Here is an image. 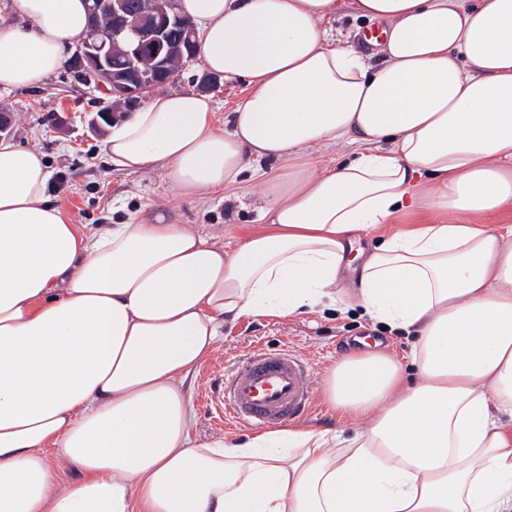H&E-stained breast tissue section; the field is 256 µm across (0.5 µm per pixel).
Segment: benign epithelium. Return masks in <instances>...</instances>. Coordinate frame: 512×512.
Here are the masks:
<instances>
[{
    "label": "benign epithelium",
    "mask_w": 512,
    "mask_h": 512,
    "mask_svg": "<svg viewBox=\"0 0 512 512\" xmlns=\"http://www.w3.org/2000/svg\"><path fill=\"white\" fill-rule=\"evenodd\" d=\"M174 6L172 0H137L128 13L122 0H88L90 31L69 70L112 100L95 126L135 111L147 93L174 77L183 60L195 57V25L174 14Z\"/></svg>",
    "instance_id": "benign-epithelium-1"
}]
</instances>
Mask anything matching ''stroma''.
I'll list each match as a JSON object with an SVG mask.
<instances>
[{
    "mask_svg": "<svg viewBox=\"0 0 512 512\" xmlns=\"http://www.w3.org/2000/svg\"><path fill=\"white\" fill-rule=\"evenodd\" d=\"M100 98V92L76 81L65 67L33 87L0 89V109L12 115L9 138L43 153L51 172L47 195L63 206L71 223L94 232L106 224L160 212L170 222L217 243L238 239L258 226L261 187L256 181L244 180L202 206L181 197L162 171L126 173L112 167L103 151L108 132L93 125ZM357 336L370 337L403 365L407 376H414L410 358L414 336L389 331L355 305L287 318L225 320L219 347L186 382L195 435L205 439L250 435V427L225 420L217 395L225 373L260 347L294 350L311 365L315 411L303 419V426L346 437L362 431L363 421L341 416L326 402L328 371L353 353L350 340Z\"/></svg>",
    "mask_w": 512,
    "mask_h": 512,
    "instance_id": "1",
    "label": "stroma"
}]
</instances>
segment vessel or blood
Wrapping results in <instances>:
<instances>
[{
  "instance_id": "1",
  "label": "vessel or blood",
  "mask_w": 512,
  "mask_h": 512,
  "mask_svg": "<svg viewBox=\"0 0 512 512\" xmlns=\"http://www.w3.org/2000/svg\"><path fill=\"white\" fill-rule=\"evenodd\" d=\"M219 396L226 417L253 428H273L312 412L313 374L294 352L259 349L225 377Z\"/></svg>"
}]
</instances>
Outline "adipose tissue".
Wrapping results in <instances>:
<instances>
[{"mask_svg":"<svg viewBox=\"0 0 512 512\" xmlns=\"http://www.w3.org/2000/svg\"><path fill=\"white\" fill-rule=\"evenodd\" d=\"M0 87L57 72L85 0H14ZM199 56L247 93H155L103 143L203 204L251 174L262 228L235 246L164 215L98 232L46 197L36 149L0 140V512H512V0H180ZM382 24L377 57L329 34ZM339 143L346 159L311 154ZM351 291L355 239L405 211ZM355 303L415 333L418 379L378 349L327 399L345 447L302 427L201 439L184 382L225 319ZM76 472L62 484L61 467ZM325 26L330 29L334 35H341L342 38H347L351 45L365 52L373 50L376 46H366L362 42L363 33L372 27H381L380 24L368 22L362 18H356L347 11H342L336 16V19Z\"/></svg>","mask_w":512,"mask_h":512,"instance_id":"1","label":"adipose tissue"}]
</instances>
